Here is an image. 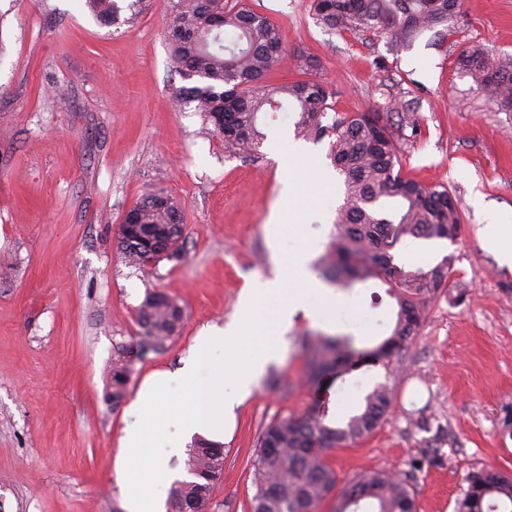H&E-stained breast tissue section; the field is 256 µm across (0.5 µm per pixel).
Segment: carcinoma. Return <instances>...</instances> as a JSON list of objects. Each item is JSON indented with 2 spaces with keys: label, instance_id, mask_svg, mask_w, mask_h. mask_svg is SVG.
<instances>
[{
  "label": "carcinoma",
  "instance_id": "1",
  "mask_svg": "<svg viewBox=\"0 0 512 512\" xmlns=\"http://www.w3.org/2000/svg\"><path fill=\"white\" fill-rule=\"evenodd\" d=\"M98 21L116 22L118 0H86ZM164 37L171 60L198 83L183 87L175 103L192 107L238 154L257 151L264 134L262 115L289 107L298 114L297 135L319 141L330 138L336 170L344 176L345 197L335 231L322 261L321 274L343 288L369 278L385 281L397 301L394 328L382 343L359 350L346 337L303 339L309 367L321 378L354 358L387 366L406 349L422 315L424 299L452 287L451 258L425 271L394 263L393 250L404 236L448 239L460 232L455 198L446 188H426L401 174V161L391 131L378 113L356 112L326 124L332 93L321 83L296 80L271 84L269 78L287 55L280 30L267 16L235 0H167ZM319 19L335 29L374 31L404 45L421 33L448 22L460 0H313ZM459 65L478 90L498 106L512 110V62L491 57L480 45L463 51ZM131 224H174L182 221L177 201L162 192L142 198L128 212ZM120 244L129 264L144 269L139 251ZM144 331L141 348H163L183 321V309L172 298L148 292L137 309ZM134 354L121 346L107 374L105 402L117 406L125 398ZM390 391L377 385L364 398L362 410L333 426L328 406L314 403L297 416L270 421L262 430L254 462L257 491L250 512H319L336 495V512H417L416 496L406 480L385 471H370L342 487L325 462L326 452L373 433L387 415ZM192 479L179 481L169 493L172 512H210L213 492L224 471L223 446L197 440L186 452ZM457 512H512V476L479 470Z\"/></svg>",
  "mask_w": 512,
  "mask_h": 512
}]
</instances>
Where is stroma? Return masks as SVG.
Here are the masks:
<instances>
[{
  "instance_id": "obj_1",
  "label": "stroma",
  "mask_w": 512,
  "mask_h": 512,
  "mask_svg": "<svg viewBox=\"0 0 512 512\" xmlns=\"http://www.w3.org/2000/svg\"><path fill=\"white\" fill-rule=\"evenodd\" d=\"M246 2L288 50L275 81L318 80L337 113H381L403 176L452 191L461 229L452 241L397 244V263L412 270L452 257L455 285L427 297L391 365L355 368L320 391L301 347L306 337L350 336L361 348L387 338L398 307L381 280L333 288L335 323L294 314L280 362L224 439L211 512H248L267 423L318 399L332 421L347 420L379 384L393 390L388 416L330 449L327 464L343 484L398 474L417 512H456L473 472L512 475V265L481 236L492 217L512 214V111L458 64L474 44L512 58V0H463L406 48L325 26L312 0ZM166 14V0H146L133 23L107 26L82 0H0V512H121L114 460L126 409L104 401V373L117 346L141 341L147 292L174 298L184 319L163 350L136 362L133 391L151 371L178 368L203 327L235 316L242 290L270 274L274 249L304 239L315 268L331 241L344 185L328 141L306 142L299 176H324L330 188L272 240L269 220L286 201L271 143L294 141L297 115L265 121V142L245 158L199 114L175 111L188 79L170 59ZM155 192L181 206V257L143 274L125 264L119 229Z\"/></svg>"
}]
</instances>
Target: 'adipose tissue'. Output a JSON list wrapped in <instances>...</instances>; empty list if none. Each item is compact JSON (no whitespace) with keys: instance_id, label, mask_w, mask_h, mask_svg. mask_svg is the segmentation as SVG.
<instances>
[{"instance_id":"ef3b65f1","label":"adipose tissue","mask_w":512,"mask_h":512,"mask_svg":"<svg viewBox=\"0 0 512 512\" xmlns=\"http://www.w3.org/2000/svg\"><path fill=\"white\" fill-rule=\"evenodd\" d=\"M310 259L303 240L276 253L270 275L243 291L230 322L202 328L180 367L153 372L141 383L127 408L115 460L125 512H165L176 473L161 449L183 448L197 438L223 441L236 407L279 360L293 311L335 322L336 300L316 279ZM256 336L267 339L259 352L251 347Z\"/></svg>"}]
</instances>
